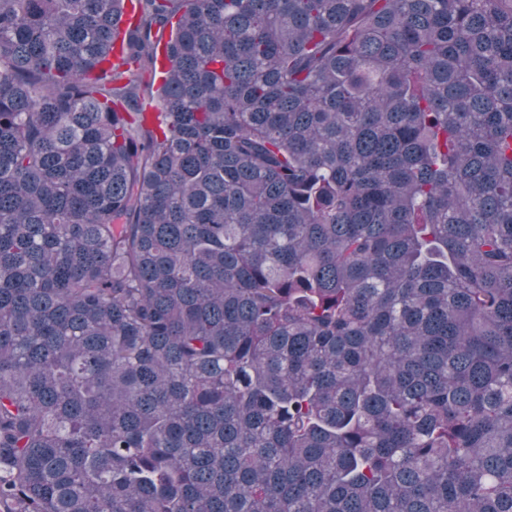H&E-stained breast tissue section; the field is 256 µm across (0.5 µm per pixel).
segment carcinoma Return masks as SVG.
<instances>
[{
	"label": "carcinoma",
	"mask_w": 512,
	"mask_h": 512,
	"mask_svg": "<svg viewBox=\"0 0 512 512\" xmlns=\"http://www.w3.org/2000/svg\"><path fill=\"white\" fill-rule=\"evenodd\" d=\"M136 3L0 0V504L512 512V0Z\"/></svg>",
	"instance_id": "carcinoma-1"
}]
</instances>
